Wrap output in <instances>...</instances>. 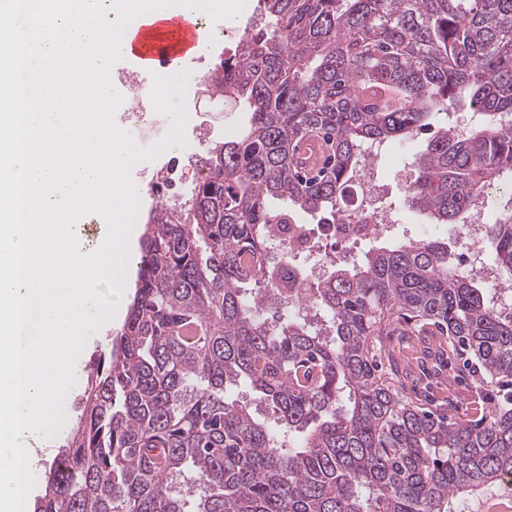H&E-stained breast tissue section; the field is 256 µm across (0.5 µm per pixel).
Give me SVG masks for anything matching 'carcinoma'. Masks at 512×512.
<instances>
[{"label":"carcinoma","mask_w":512,"mask_h":512,"mask_svg":"<svg viewBox=\"0 0 512 512\" xmlns=\"http://www.w3.org/2000/svg\"><path fill=\"white\" fill-rule=\"evenodd\" d=\"M203 80L248 125L199 155L205 177L186 197L151 210L126 320L33 512H456L512 476V306L458 274L450 244L330 264L306 284L318 328L263 316L252 297L280 287L273 201L336 223L362 147L406 142L433 113L466 104L477 124L431 138L413 209L464 225L489 186L512 185V0H258ZM311 131L332 155L308 181L295 146ZM485 238L511 285L512 197ZM400 323L468 351L497 395L468 418L406 397L376 343ZM240 382L280 430L227 397Z\"/></svg>","instance_id":"carcinoma-1"}]
</instances>
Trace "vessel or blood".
Segmentation results:
<instances>
[{
	"mask_svg": "<svg viewBox=\"0 0 512 512\" xmlns=\"http://www.w3.org/2000/svg\"><path fill=\"white\" fill-rule=\"evenodd\" d=\"M209 40L197 22L174 15L138 27L124 54L133 63L132 73L146 77L156 72L174 75L186 62L202 58ZM330 154V145L316 134H308L297 146L300 171L316 173Z\"/></svg>",
	"mask_w": 512,
	"mask_h": 512,
	"instance_id": "vessel-or-blood-1",
	"label": "vessel or blood"
}]
</instances>
